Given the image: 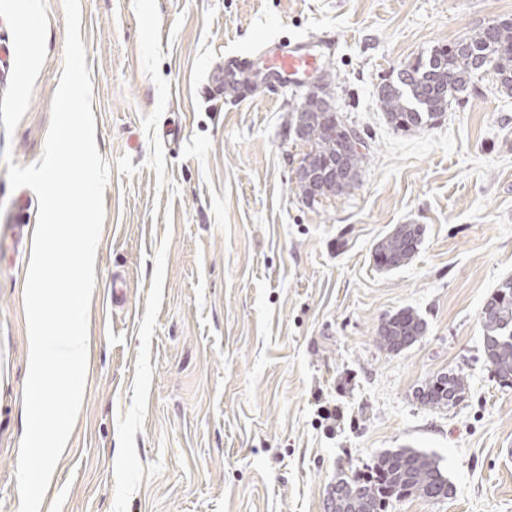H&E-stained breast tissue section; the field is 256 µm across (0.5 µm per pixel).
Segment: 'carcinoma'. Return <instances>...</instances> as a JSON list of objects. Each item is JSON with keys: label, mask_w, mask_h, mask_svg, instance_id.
I'll return each instance as SVG.
<instances>
[{"label": "carcinoma", "mask_w": 512, "mask_h": 512, "mask_svg": "<svg viewBox=\"0 0 512 512\" xmlns=\"http://www.w3.org/2000/svg\"><path fill=\"white\" fill-rule=\"evenodd\" d=\"M482 72L491 74L505 92L512 93V19L498 25H486L472 35L436 50L426 62L404 65L395 81L381 86L379 98L390 123L409 130L432 127L448 110L452 101L465 93ZM298 137L310 144V151L325 163L347 159L346 169L336 171V194L355 187L360 170L370 154L358 151L354 144L332 136L334 125L341 124L319 111L312 97L297 108ZM423 231L416 224H403L385 235L375 248L377 264L384 270L397 269L418 253ZM483 309L486 361L506 386H512V279L503 283ZM424 320L411 309H403L378 329L380 343L397 350L399 342L413 343L423 336ZM464 391L463 378L457 374L436 376L426 381L418 396L426 404H449ZM368 479L356 472L336 478L344 500L339 508L358 512H384L386 500L416 495L431 500L447 499L453 488L440 459L419 448H394L377 456Z\"/></svg>", "instance_id": "carcinoma-1"}]
</instances>
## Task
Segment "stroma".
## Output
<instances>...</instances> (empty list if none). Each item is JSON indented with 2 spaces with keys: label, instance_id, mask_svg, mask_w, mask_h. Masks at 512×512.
<instances>
[{
  "label": "stroma",
  "instance_id": "stroma-1",
  "mask_svg": "<svg viewBox=\"0 0 512 512\" xmlns=\"http://www.w3.org/2000/svg\"><path fill=\"white\" fill-rule=\"evenodd\" d=\"M95 143L110 165L83 403L39 512H323L380 452L436 453L453 493L386 512H512V387L481 308L512 278V95L492 76L431 128L396 129L378 87L512 0H80ZM337 36L332 75L245 102L203 87L260 41ZM64 0H0V512H18L28 375L24 289L39 202L9 164L43 155L65 67ZM322 92L370 160L309 203L294 107ZM11 160H2L4 152ZM418 224L416 256L377 243ZM409 308L411 346H380ZM463 376L449 406L416 391ZM344 418L324 420L315 392ZM395 228L375 248L377 264L384 270L397 269L412 260L422 241L423 231L416 224H403L399 229ZM425 329L426 324L420 316L411 309H403L378 329L377 336L384 347L398 351L399 338L410 345L423 336Z\"/></svg>",
  "mask_w": 512,
  "mask_h": 512
}]
</instances>
